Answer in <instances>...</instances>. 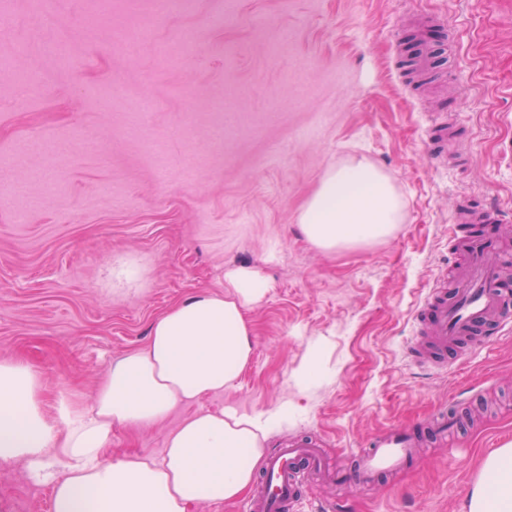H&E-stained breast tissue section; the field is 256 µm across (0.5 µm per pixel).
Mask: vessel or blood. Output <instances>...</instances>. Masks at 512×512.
Masks as SVG:
<instances>
[{
	"mask_svg": "<svg viewBox=\"0 0 512 512\" xmlns=\"http://www.w3.org/2000/svg\"><path fill=\"white\" fill-rule=\"evenodd\" d=\"M449 20L430 17L415 37L421 43L411 66L420 73L435 75L439 69L435 50L428 40L430 29H448ZM447 126H439L423 140V149L433 167L448 163L445 144ZM507 215L495 205L475 201L468 192L456 197V221L472 227L460 246L466 254L452 286L434 281L429 293L413 313L418 332L430 338L429 347L412 344L410 354L421 366L440 369L448 364L449 352L476 338L494 335L501 321L512 313V280L504 277L496 256L501 247L499 227ZM448 418L412 427H393L373 435L369 445L355 459L353 468L337 470L324 463L315 439L297 437L267 454L260 466V479L244 512H292L301 494L303 471L320 472L331 482L369 484L386 473L402 470L417 448L448 431Z\"/></svg>",
	"mask_w": 512,
	"mask_h": 512,
	"instance_id": "vessel-or-blood-1",
	"label": "vessel or blood"
}]
</instances>
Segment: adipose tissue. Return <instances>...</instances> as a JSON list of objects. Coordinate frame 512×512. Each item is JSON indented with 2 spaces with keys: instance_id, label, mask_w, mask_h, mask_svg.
I'll use <instances>...</instances> for the list:
<instances>
[{
  "instance_id": "1",
  "label": "adipose tissue",
  "mask_w": 512,
  "mask_h": 512,
  "mask_svg": "<svg viewBox=\"0 0 512 512\" xmlns=\"http://www.w3.org/2000/svg\"><path fill=\"white\" fill-rule=\"evenodd\" d=\"M405 203L390 177L363 159L329 168L298 215L323 252L393 235ZM272 288L263 266L224 269V290L198 291L152 323L144 349L112 362L90 399L61 395L46 409L41 377L0 360V461L24 462L53 490L52 512H189L247 494L266 440L287 422L282 405L256 415L198 412L171 431L161 459H108L115 427L154 425L177 406L234 386L253 350L250 310ZM468 512H512V447L490 455Z\"/></svg>"
}]
</instances>
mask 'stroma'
Listing matches in <instances>:
<instances>
[{"label":"stroma","instance_id":"35a3bbf8","mask_svg":"<svg viewBox=\"0 0 512 512\" xmlns=\"http://www.w3.org/2000/svg\"><path fill=\"white\" fill-rule=\"evenodd\" d=\"M434 12L454 31L448 91L411 78L393 34ZM65 40L71 65L46 53ZM39 71L35 90L23 75ZM153 99L151 111L135 107ZM449 112L464 143L432 168L421 140ZM512 0H10L0 11V359L42 378L47 403L90 395L111 361L142 349L154 319L221 291L224 268L261 263L272 281L250 312L254 354L235 386L161 423L114 429L109 456L161 458L189 415H252L292 402L267 449L317 436L349 466L371 437L441 410L461 422L395 477L331 487L304 479L297 512H467L484 458L512 442V321L447 369L408 355L412 313L452 258L458 192L512 211ZM403 195L386 241L324 253L297 217L326 170L351 157ZM136 286L112 285L118 260ZM330 375L298 392L312 337ZM51 489L0 462V512H42Z\"/></svg>","mask_w":512,"mask_h":512}]
</instances>
